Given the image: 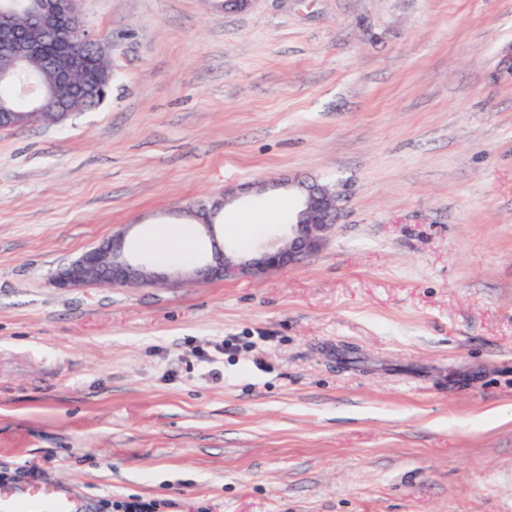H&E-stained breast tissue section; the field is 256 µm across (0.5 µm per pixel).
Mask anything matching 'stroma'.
Here are the masks:
<instances>
[{
  "mask_svg": "<svg viewBox=\"0 0 512 512\" xmlns=\"http://www.w3.org/2000/svg\"><path fill=\"white\" fill-rule=\"evenodd\" d=\"M82 9L109 99L0 130V467L172 512H512V0ZM288 176L344 196L296 266L51 284Z\"/></svg>",
  "mask_w": 512,
  "mask_h": 512,
  "instance_id": "1",
  "label": "stroma"
}]
</instances>
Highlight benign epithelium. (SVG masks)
I'll return each mask as SVG.
<instances>
[{
  "label": "benign epithelium",
  "mask_w": 512,
  "mask_h": 512,
  "mask_svg": "<svg viewBox=\"0 0 512 512\" xmlns=\"http://www.w3.org/2000/svg\"><path fill=\"white\" fill-rule=\"evenodd\" d=\"M81 4L82 0H24V7L19 10L13 5V0H0V85L16 84L19 72L29 62L36 46L43 42L70 46L79 31L85 33V42L91 52L101 58L107 57L104 45L86 33ZM21 15L25 19L23 24L18 21ZM45 64L52 74L56 91V111L51 118L53 122H61L74 112L70 101L76 77L82 78L78 85L85 96L98 92L112 80L111 71L88 68L86 55L80 50L51 55L45 59ZM46 95L43 88L34 89L24 111L0 103V127H22L30 123L34 115L43 111ZM278 188L293 191L300 201L287 234L250 252H238L219 242L213 220L228 204L242 193ZM337 202L338 198L330 188L316 180L274 179L260 185L226 190L224 198L212 205V222L204 224L214 246L212 260L191 269L170 274L158 273L151 270L146 261L130 252L128 230L125 229L59 268L51 281L55 288L69 291L92 287L133 288L157 281L174 285L183 281L203 285L217 280L261 277L296 265L321 249L336 228Z\"/></svg>",
  "instance_id": "benign-epithelium-1"
}]
</instances>
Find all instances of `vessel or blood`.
<instances>
[{
  "label": "vessel or blood",
  "instance_id": "vessel-or-blood-1",
  "mask_svg": "<svg viewBox=\"0 0 512 512\" xmlns=\"http://www.w3.org/2000/svg\"><path fill=\"white\" fill-rule=\"evenodd\" d=\"M0 512H85V503L64 483H5L0 484Z\"/></svg>",
  "mask_w": 512,
  "mask_h": 512
}]
</instances>
